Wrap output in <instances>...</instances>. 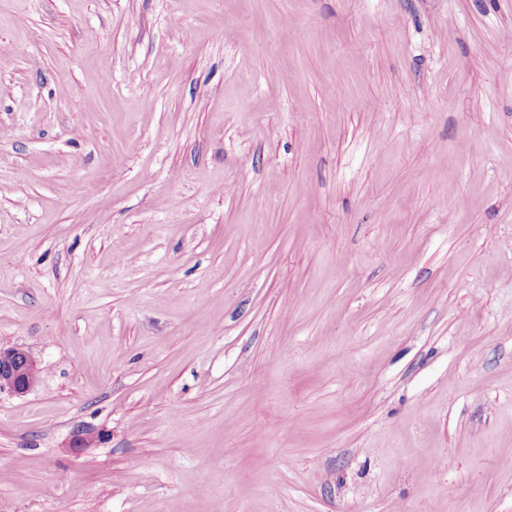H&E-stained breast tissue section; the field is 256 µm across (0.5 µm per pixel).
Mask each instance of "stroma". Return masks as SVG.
<instances>
[{
    "mask_svg": "<svg viewBox=\"0 0 512 512\" xmlns=\"http://www.w3.org/2000/svg\"><path fill=\"white\" fill-rule=\"evenodd\" d=\"M0 346L6 512H512V0H0ZM41 368L25 349L0 348V395L25 396L39 383Z\"/></svg>",
    "mask_w": 512,
    "mask_h": 512,
    "instance_id": "35a3bbf8",
    "label": "stroma"
}]
</instances>
